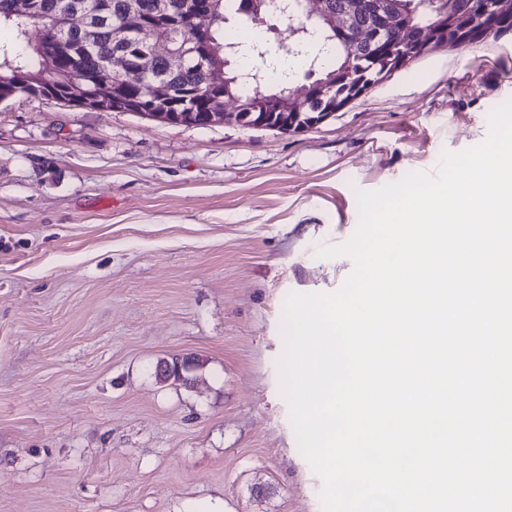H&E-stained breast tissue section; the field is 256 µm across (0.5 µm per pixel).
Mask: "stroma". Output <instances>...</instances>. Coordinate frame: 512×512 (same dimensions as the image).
I'll use <instances>...</instances> for the list:
<instances>
[{"label":"stroma","mask_w":512,"mask_h":512,"mask_svg":"<svg viewBox=\"0 0 512 512\" xmlns=\"http://www.w3.org/2000/svg\"><path fill=\"white\" fill-rule=\"evenodd\" d=\"M512 33L415 59L299 133L0 103V512H322L280 391L357 193L481 143ZM192 360L188 383L156 370Z\"/></svg>","instance_id":"stroma-1"}]
</instances>
